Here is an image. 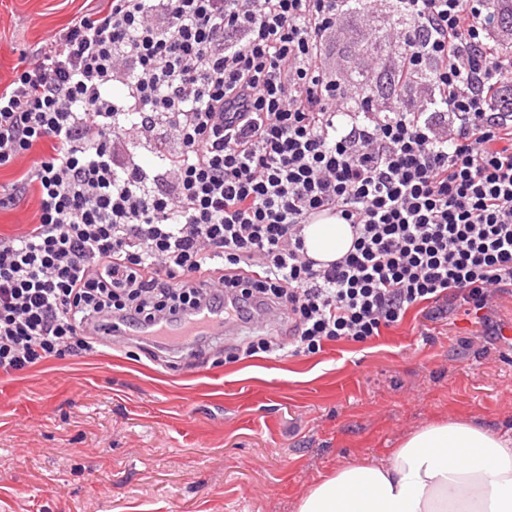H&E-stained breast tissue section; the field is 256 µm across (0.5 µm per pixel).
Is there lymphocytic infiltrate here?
Here are the masks:
<instances>
[{
	"label": "lymphocytic infiltrate",
	"mask_w": 512,
	"mask_h": 512,
	"mask_svg": "<svg viewBox=\"0 0 512 512\" xmlns=\"http://www.w3.org/2000/svg\"><path fill=\"white\" fill-rule=\"evenodd\" d=\"M0 90V168L51 145L0 208L35 189L28 230L0 234V375L78 356L118 324L223 307L281 310L288 337L229 359L365 343L417 308L481 311L512 288V53L492 0H398L393 91L351 99L323 62L353 0H105ZM127 90L114 93V80ZM163 128L149 167L131 136ZM324 213L351 249L317 266Z\"/></svg>",
	"instance_id": "1"
}]
</instances>
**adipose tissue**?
I'll return each instance as SVG.
<instances>
[{
	"mask_svg": "<svg viewBox=\"0 0 512 512\" xmlns=\"http://www.w3.org/2000/svg\"><path fill=\"white\" fill-rule=\"evenodd\" d=\"M307 254L336 261L353 240L329 218L304 230ZM298 512H512V437L466 421H436L383 465H346L314 486Z\"/></svg>",
	"mask_w": 512,
	"mask_h": 512,
	"instance_id": "1",
	"label": "adipose tissue"
}]
</instances>
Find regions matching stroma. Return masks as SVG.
Wrapping results in <instances>:
<instances>
[{
	"label": "stroma",
	"instance_id": "obj_1",
	"mask_svg": "<svg viewBox=\"0 0 512 512\" xmlns=\"http://www.w3.org/2000/svg\"><path fill=\"white\" fill-rule=\"evenodd\" d=\"M88 3L0 0V89ZM396 20L390 0L340 16L325 59L352 86L380 56L391 110L413 105L392 93ZM484 315L415 310L363 345L234 363L98 345L0 379V512H297L428 423L512 427V292Z\"/></svg>",
	"mask_w": 512,
	"mask_h": 512
}]
</instances>
